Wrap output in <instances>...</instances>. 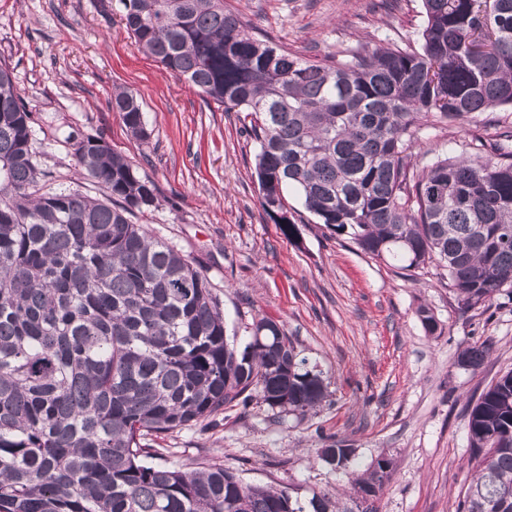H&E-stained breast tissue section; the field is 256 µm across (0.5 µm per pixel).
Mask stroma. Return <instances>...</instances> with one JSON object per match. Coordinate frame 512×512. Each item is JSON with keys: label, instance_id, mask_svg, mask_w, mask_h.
Here are the masks:
<instances>
[{"label": "stroma", "instance_id": "obj_1", "mask_svg": "<svg viewBox=\"0 0 512 512\" xmlns=\"http://www.w3.org/2000/svg\"><path fill=\"white\" fill-rule=\"evenodd\" d=\"M276 43L312 59L360 42L418 45L421 0H225ZM0 60L35 114L34 148L59 183L99 196L63 138L70 129L104 139L157 190L143 222L155 237L201 264L229 333L250 336L267 317L318 366L329 396L305 416L259 400L220 415L218 427L177 430L162 447L190 471L221 463L243 482L318 492L352 503L351 474L378 456L392 467L378 512H456L474 477L467 409L512 371V292L468 309L430 263L407 271L372 259L351 240L303 214L282 234L263 211L257 146L243 115L204 98L139 52L118 0H0ZM137 96L149 133L139 141L112 108ZM512 126V107L422 133L415 154L460 153L472 138L493 144ZM438 323L428 334L418 316ZM491 341L478 369L459 366L467 347ZM353 450L345 470L320 460L331 441Z\"/></svg>", "mask_w": 512, "mask_h": 512}]
</instances>
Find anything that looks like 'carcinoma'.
I'll list each match as a JSON object with an SVG mask.
<instances>
[{
  "label": "carcinoma",
  "instance_id": "obj_1",
  "mask_svg": "<svg viewBox=\"0 0 512 512\" xmlns=\"http://www.w3.org/2000/svg\"><path fill=\"white\" fill-rule=\"evenodd\" d=\"M137 49L224 111L250 117L263 211L297 234L288 193L331 233L405 270L437 262L472 308L512 287V130L497 146L439 152L419 168L423 129L512 106V0H422L418 48L305 59L250 32L224 0H118ZM112 109L149 137L135 95ZM34 119L0 61V512H353L247 485L212 463L171 466L159 435L206 425L258 397L301 415L328 396L278 323L242 347L193 260L132 218L153 181L100 138L64 142L102 190L56 185L40 168ZM487 340L464 350L474 369ZM476 473L460 512H512V372L468 414ZM344 444L321 459L341 467ZM387 474L351 480L376 512Z\"/></svg>",
  "mask_w": 512,
  "mask_h": 512
}]
</instances>
